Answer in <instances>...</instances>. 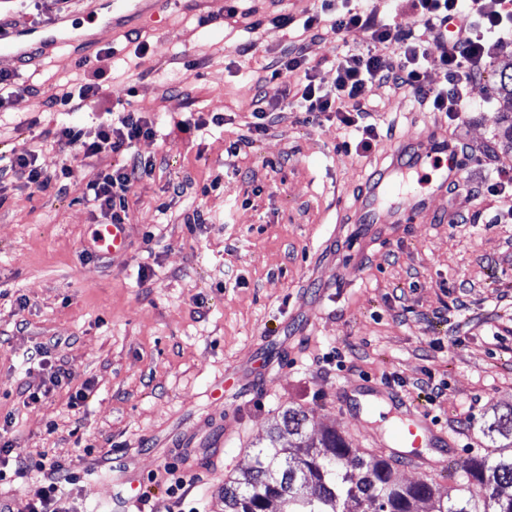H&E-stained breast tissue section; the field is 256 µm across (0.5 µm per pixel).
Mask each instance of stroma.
Wrapping results in <instances>:
<instances>
[{
    "label": "stroma",
    "instance_id": "obj_1",
    "mask_svg": "<svg viewBox=\"0 0 512 512\" xmlns=\"http://www.w3.org/2000/svg\"><path fill=\"white\" fill-rule=\"evenodd\" d=\"M229 5L180 4L89 32L92 43L117 49L113 97L160 127L134 148L153 173L128 196V248L114 256L93 242L102 217L83 187L125 158L65 159L50 131L88 128L104 114L42 100L83 70L56 52L25 66L0 54V71L43 91L19 94L0 112V154L36 155L50 173L66 161L74 168L59 193L36 190L21 172L0 185L5 438L83 471L72 494L84 512H122L143 494L146 512H170L165 465L195 477L193 498L216 505L287 407L307 411L309 435L333 427L368 454L395 447L397 415L386 400L394 392L447 431L451 456L438 447L428 454L447 459L436 480L455 491L469 459L503 445L485 428L512 409V189L489 187L495 170L512 164V112L496 91L497 70L472 87L454 124L405 90L367 85V121L380 139L363 158L344 150L348 133L335 114L300 112L291 92L303 71L272 80L267 65L300 48L316 83L332 86L337 59L363 50L367 31L341 40L303 31L317 0H253L259 27L232 29ZM279 14L294 25L274 27ZM128 32L147 43L142 57ZM257 93L277 110L266 132L231 154ZM217 113L223 125L211 124ZM190 116L207 127L181 131ZM431 126L457 145L461 177L441 192L416 177L410 186L446 219L399 224L385 209L380 223H355L382 147L421 142ZM197 209L207 223H192ZM37 343L51 346L71 383L29 405L25 391L44 374L18 358ZM426 381L442 396L428 399ZM86 382L92 395L71 409L72 390Z\"/></svg>",
    "mask_w": 512,
    "mask_h": 512
}]
</instances>
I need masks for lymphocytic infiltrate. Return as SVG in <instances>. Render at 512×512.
<instances>
[{
    "instance_id": "obj_1",
    "label": "lymphocytic infiltrate",
    "mask_w": 512,
    "mask_h": 512,
    "mask_svg": "<svg viewBox=\"0 0 512 512\" xmlns=\"http://www.w3.org/2000/svg\"><path fill=\"white\" fill-rule=\"evenodd\" d=\"M416 19L418 32L404 33L394 23L372 24L368 15L355 8L352 0H321L319 10L307 15L303 27L326 31L335 36L350 29L365 27L370 31L366 49L348 53L336 61V80L325 89L307 80L298 92V106L308 115L335 113L337 120L354 133L356 153L370 152L377 144L374 125L365 123L362 95L367 84L385 83L411 91L432 111L457 120L469 99L472 84L480 82L488 67L501 55L512 51V0H406ZM448 38V50L431 57L428 39ZM396 44L402 50L399 61L385 54V46ZM115 48L99 50L94 59H81L79 67H92L91 78L62 88L47 98L49 105L68 111L94 108L109 96L103 78L112 64ZM438 66L446 84L436 88L427 81L431 66ZM157 134L152 120L141 113L124 111L117 121L87 131L73 126L59 128L55 141L67 155L90 159L102 154H126L130 161L111 171H97L88 180L85 196L101 216L111 224L123 223L126 197L134 186L152 173L151 164L132 158L137 141ZM23 171L27 181L41 191H62L71 178V166L48 173L37 167L33 158H0V183L10 173ZM17 479L36 477L41 487L29 505V512H79L66 488L78 484L79 472L48 454L24 455L0 440V481L6 476Z\"/></svg>"
}]
</instances>
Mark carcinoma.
Segmentation results:
<instances>
[{"instance_id":"obj_1","label":"carcinoma","mask_w":512,"mask_h":512,"mask_svg":"<svg viewBox=\"0 0 512 512\" xmlns=\"http://www.w3.org/2000/svg\"><path fill=\"white\" fill-rule=\"evenodd\" d=\"M497 91L512 101V62L498 71ZM308 413L301 407L284 409L258 449L253 464L224 483V512H263L269 498L280 501L281 512H345L350 502L377 505L376 512H418L429 502L432 512H512V453L480 456L465 465L460 496L448 499L432 477L403 485L393 477V463L365 458L332 428L316 439L307 436ZM294 437L284 447L282 433ZM509 440L512 449V410L498 416L487 434Z\"/></svg>"}]
</instances>
